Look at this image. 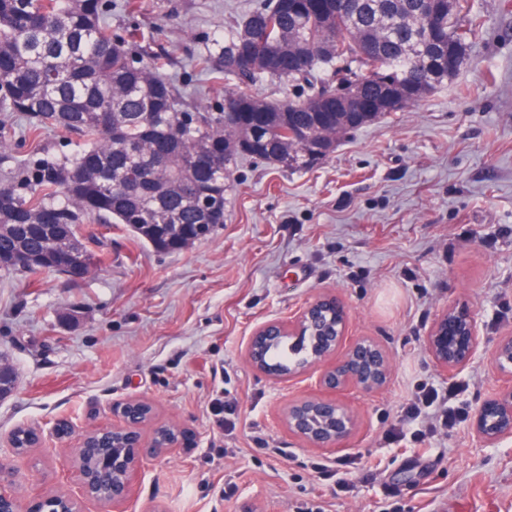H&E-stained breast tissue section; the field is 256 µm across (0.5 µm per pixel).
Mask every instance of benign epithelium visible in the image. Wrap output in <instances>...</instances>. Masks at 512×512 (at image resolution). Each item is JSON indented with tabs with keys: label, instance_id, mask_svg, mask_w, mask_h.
I'll list each match as a JSON object with an SVG mask.
<instances>
[{
	"label": "benign epithelium",
	"instance_id": "7a95c632",
	"mask_svg": "<svg viewBox=\"0 0 512 512\" xmlns=\"http://www.w3.org/2000/svg\"><path fill=\"white\" fill-rule=\"evenodd\" d=\"M348 312L334 295H322L308 302L298 315L288 321H268L258 326L247 344V356L259 372L273 377L281 375L267 368L261 352L268 344L283 338L291 340L289 348L299 352L306 337L315 340L307 361L288 370L292 378L307 372L317 373L322 395H313L288 403L284 420L288 430L315 448L334 447L349 439L355 421L341 395L349 390L370 393L382 387L388 377V360L373 340L347 336ZM480 345L477 321L467 306H452L435 320L425 338V348L433 362L446 372L456 371L474 359ZM495 368L512 377V336L503 337L493 353ZM112 413L122 420L120 427L101 426L92 434L102 439L118 437L121 448L107 450L112 476L94 468L82 454L73 460L82 499L68 495L42 496L28 509L21 508L18 498L3 489L13 480V472L0 468V512H82L81 500L97 501L105 507L120 508L135 495V480L144 459L170 448L186 451L197 446L194 430L175 424L154 427L150 439L143 428L151 422L152 405L140 398H130L112 406ZM471 427L484 443L512 437V388L485 399L474 413Z\"/></svg>",
	"mask_w": 512,
	"mask_h": 512
}]
</instances>
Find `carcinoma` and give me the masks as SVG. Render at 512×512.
<instances>
[{
	"label": "carcinoma",
	"instance_id": "1",
	"mask_svg": "<svg viewBox=\"0 0 512 512\" xmlns=\"http://www.w3.org/2000/svg\"><path fill=\"white\" fill-rule=\"evenodd\" d=\"M423 0H265L224 30L197 64L233 81L221 112H185L156 59L135 60L112 36L103 0H0V112L18 114L35 135L63 129L70 155L35 153L0 180V269L81 272L94 257L80 235L88 219L123 224L164 252L210 237L224 223L234 166L254 158L301 170L329 152L303 147L336 136L349 93L370 108L355 130L422 102L467 64L479 34L472 0H438L436 38L425 32ZM458 47L439 77L436 49ZM319 72L304 98L269 101L264 79L297 81ZM394 97L391 106L380 102ZM23 256L30 265L13 258Z\"/></svg>",
	"mask_w": 512,
	"mask_h": 512
}]
</instances>
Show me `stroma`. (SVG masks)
I'll return each instance as SVG.
<instances>
[{
	"label": "stroma",
	"mask_w": 512,
	"mask_h": 512,
	"mask_svg": "<svg viewBox=\"0 0 512 512\" xmlns=\"http://www.w3.org/2000/svg\"><path fill=\"white\" fill-rule=\"evenodd\" d=\"M257 2L112 0L108 22L155 42L187 111L215 112L229 83L195 60ZM475 10L483 35L454 78L349 132L313 168L241 163L210 238L161 254L123 225L88 223L86 245L111 259L84 279L0 271V357L17 376L0 398V440L18 427L44 433L23 456L0 454L22 503L80 497L71 460L81 433L117 425L113 404L139 397L199 441L144 461L121 512H300L322 493L312 464L358 451L381 469L355 476L330 512H512V439L482 443L467 423L425 455L388 439L418 383L463 385L472 411L507 384L491 355L512 334V0H475ZM14 129L0 174L32 150L74 149L63 131L30 140L20 117ZM323 294L345 304L349 336L371 338L389 362L380 389L344 393L357 426L336 450L308 446L282 421L288 402L319 394L316 374L277 380L246 352L259 325ZM458 304L474 312L481 343L449 373L424 339ZM61 418L76 425L64 441L50 434Z\"/></svg>",
	"instance_id": "stroma-1"
}]
</instances>
